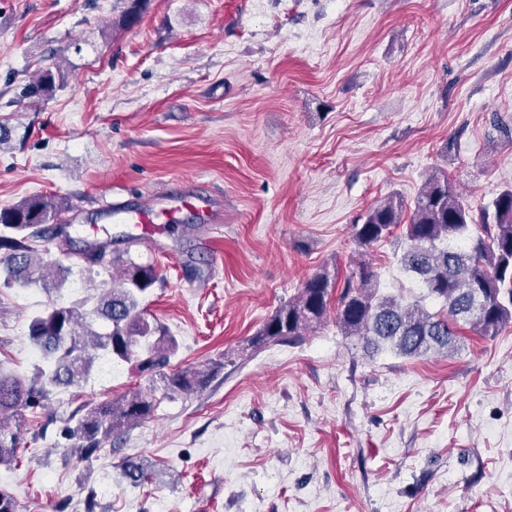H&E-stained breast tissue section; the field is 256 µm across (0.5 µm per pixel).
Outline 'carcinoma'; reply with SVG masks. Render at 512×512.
Wrapping results in <instances>:
<instances>
[{"label": "carcinoma", "instance_id": "obj_1", "mask_svg": "<svg viewBox=\"0 0 512 512\" xmlns=\"http://www.w3.org/2000/svg\"><path fill=\"white\" fill-rule=\"evenodd\" d=\"M150 0H116L117 30L136 22ZM66 75L61 67L40 71L28 85L34 98L51 95ZM58 203L35 195L0 208V277L8 288L41 284L59 289L64 273L83 266L88 273L112 269L106 246L73 243L65 228L57 234L68 244L61 251L68 264L43 261L35 243L43 238L42 225L53 219ZM402 229L404 243L400 269L420 293L410 301L383 292L378 273L367 259L373 245ZM362 252L344 276L322 271L308 278L298 294L281 305L250 338L251 347L297 343L336 308V326L344 336H357L374 352L415 358L431 353L452 354L464 342L463 330L495 336L512 323V188L502 190L480 212H473L448 175L433 173L406 205L391 195L372 206L355 225ZM158 281L149 264L127 259L118 280L96 295L69 304H54L33 315L28 339L45 364L31 375L0 373V466L17 460L26 431L25 412L41 411L44 435L54 417L47 412L54 390L86 379L96 358L109 355L132 364L140 374L157 377L172 394H189L231 363H205L187 370L166 371L177 342L166 329L146 316L142 300ZM432 301L437 309L427 307ZM480 305L474 310L473 305ZM153 398L132 391L119 398L79 406L80 414L64 435L70 450L90 460L112 436L147 419ZM124 477L134 486L149 478L148 465L129 461Z\"/></svg>", "mask_w": 512, "mask_h": 512}]
</instances>
